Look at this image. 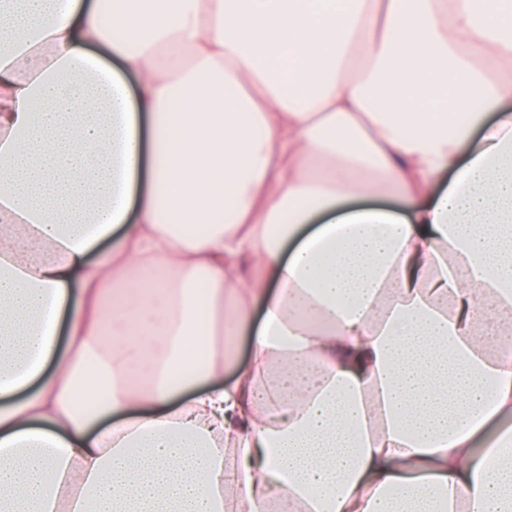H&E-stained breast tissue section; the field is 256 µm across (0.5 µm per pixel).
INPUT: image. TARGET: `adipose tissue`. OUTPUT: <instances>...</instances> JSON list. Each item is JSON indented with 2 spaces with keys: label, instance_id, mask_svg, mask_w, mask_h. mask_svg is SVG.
<instances>
[{
  "label": "adipose tissue",
  "instance_id": "1",
  "mask_svg": "<svg viewBox=\"0 0 512 512\" xmlns=\"http://www.w3.org/2000/svg\"><path fill=\"white\" fill-rule=\"evenodd\" d=\"M511 60L512 0H0V512H512ZM503 425L498 420L488 422L473 440V451L476 454L481 453L485 448H492L494 442L499 437Z\"/></svg>",
  "mask_w": 512,
  "mask_h": 512
}]
</instances>
